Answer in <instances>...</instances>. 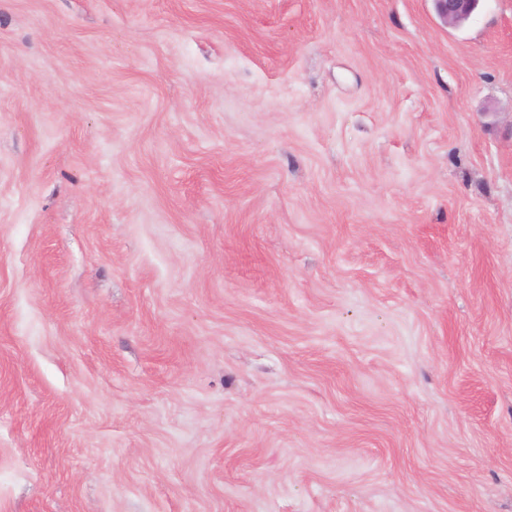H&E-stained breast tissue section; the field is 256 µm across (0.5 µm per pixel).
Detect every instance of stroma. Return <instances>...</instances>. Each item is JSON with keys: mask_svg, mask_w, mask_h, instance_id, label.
<instances>
[{"mask_svg": "<svg viewBox=\"0 0 512 512\" xmlns=\"http://www.w3.org/2000/svg\"><path fill=\"white\" fill-rule=\"evenodd\" d=\"M0 512H512V0H0ZM481 0H433L439 18L449 26H459L469 19Z\"/></svg>", "mask_w": 512, "mask_h": 512, "instance_id": "obj_1", "label": "stroma"}]
</instances>
